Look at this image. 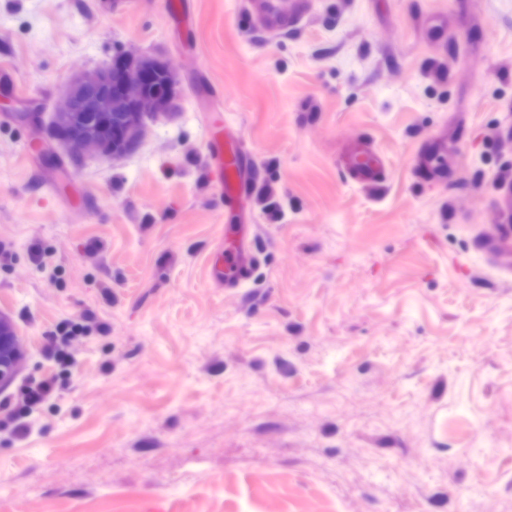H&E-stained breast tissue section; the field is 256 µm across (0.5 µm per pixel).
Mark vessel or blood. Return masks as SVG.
Wrapping results in <instances>:
<instances>
[{
    "mask_svg": "<svg viewBox=\"0 0 512 512\" xmlns=\"http://www.w3.org/2000/svg\"><path fill=\"white\" fill-rule=\"evenodd\" d=\"M258 20L271 34H278L300 24L307 8V0H298L295 11L283 12L279 0H250ZM207 147L212 163L208 179L227 205H235L247 185L251 169L250 156L241 141L225 138L219 125L206 129ZM343 161L352 182L361 187L378 184L385 177L386 164L370 144L363 143L351 148ZM482 250L494 257L506 256L504 269L512 275V236L488 238L481 242ZM247 239L241 225L224 227V241L211 260L210 277L221 288H239L252 272L247 259Z\"/></svg>",
    "mask_w": 512,
    "mask_h": 512,
    "instance_id": "vessel-or-blood-1",
    "label": "vessel or blood"
}]
</instances>
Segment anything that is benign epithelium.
<instances>
[{"instance_id":"7a95c632","label":"benign epithelium","mask_w":512,"mask_h":512,"mask_svg":"<svg viewBox=\"0 0 512 512\" xmlns=\"http://www.w3.org/2000/svg\"><path fill=\"white\" fill-rule=\"evenodd\" d=\"M121 73L112 67L78 73L54 112V140L81 155L120 157L134 148L145 125L173 111L177 79L164 62L148 57L119 56ZM23 353L11 320L0 315V384L13 379Z\"/></svg>"}]
</instances>
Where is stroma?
Masks as SVG:
<instances>
[{"label": "stroma", "instance_id": "1", "mask_svg": "<svg viewBox=\"0 0 512 512\" xmlns=\"http://www.w3.org/2000/svg\"><path fill=\"white\" fill-rule=\"evenodd\" d=\"M161 2L0 0V313L25 350L0 512H512V277L475 245L512 225V0H313L275 37L188 0V46ZM122 51L169 61L177 106L123 157L73 155L48 134L66 83ZM219 115L254 161L230 289L206 272L237 221L207 178ZM357 137L372 190L336 163ZM352 182L360 187L378 184L385 177L386 164L370 144H358L343 157Z\"/></svg>", "mask_w": 512, "mask_h": 512}]
</instances>
